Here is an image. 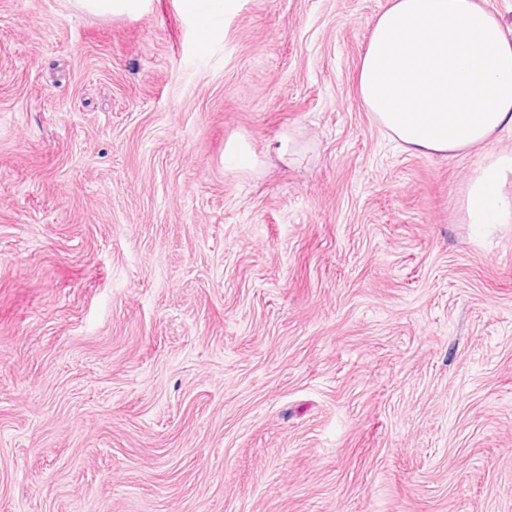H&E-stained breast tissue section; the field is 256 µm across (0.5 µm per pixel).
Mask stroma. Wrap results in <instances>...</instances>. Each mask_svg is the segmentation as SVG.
I'll return each mask as SVG.
<instances>
[{
    "mask_svg": "<svg viewBox=\"0 0 512 512\" xmlns=\"http://www.w3.org/2000/svg\"><path fill=\"white\" fill-rule=\"evenodd\" d=\"M384 4L0 0V512H512V224L363 108ZM139 0H75V6L84 13L112 17L133 12L139 5ZM188 14L193 16L201 42L207 45L212 31L218 26L224 12L223 0H183ZM224 164L229 169H245L251 167L253 158L242 141H234L225 148Z\"/></svg>",
    "mask_w": 512,
    "mask_h": 512,
    "instance_id": "35a3bbf8",
    "label": "stroma"
}]
</instances>
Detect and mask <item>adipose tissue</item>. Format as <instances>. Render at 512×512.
Masks as SVG:
<instances>
[{
    "label": "adipose tissue",
    "mask_w": 512,
    "mask_h": 512,
    "mask_svg": "<svg viewBox=\"0 0 512 512\" xmlns=\"http://www.w3.org/2000/svg\"><path fill=\"white\" fill-rule=\"evenodd\" d=\"M366 112L405 150L451 155L483 147L463 208L471 224H511L501 187L512 152L489 150L512 130V30L488 0H386L358 67Z\"/></svg>",
    "instance_id": "ef3b65f1"
}]
</instances>
